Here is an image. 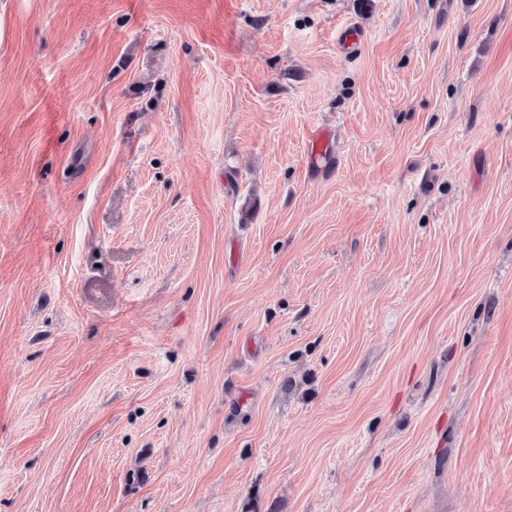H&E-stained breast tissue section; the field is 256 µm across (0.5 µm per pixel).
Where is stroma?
Wrapping results in <instances>:
<instances>
[{"label":"stroma","mask_w":512,"mask_h":512,"mask_svg":"<svg viewBox=\"0 0 512 512\" xmlns=\"http://www.w3.org/2000/svg\"><path fill=\"white\" fill-rule=\"evenodd\" d=\"M0 512H512V0H0Z\"/></svg>","instance_id":"1"}]
</instances>
